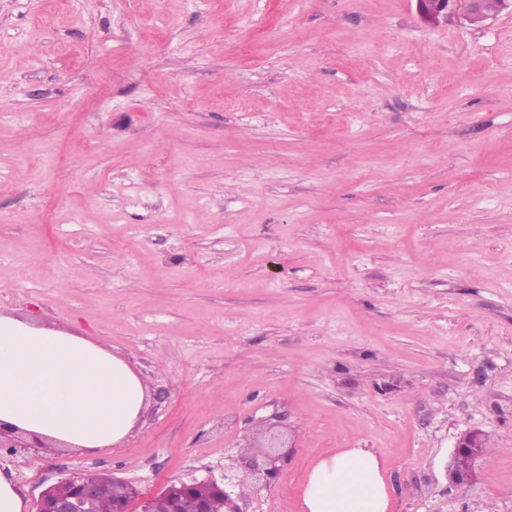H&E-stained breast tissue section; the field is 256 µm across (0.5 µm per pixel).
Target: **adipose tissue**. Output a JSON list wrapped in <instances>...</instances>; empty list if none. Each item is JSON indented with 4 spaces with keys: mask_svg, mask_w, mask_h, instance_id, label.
I'll return each mask as SVG.
<instances>
[{
    "mask_svg": "<svg viewBox=\"0 0 512 512\" xmlns=\"http://www.w3.org/2000/svg\"><path fill=\"white\" fill-rule=\"evenodd\" d=\"M143 377L83 336L0 315V423L89 452L119 444L137 426ZM385 462L367 448L315 459L300 512H389Z\"/></svg>",
    "mask_w": 512,
    "mask_h": 512,
    "instance_id": "ef3b65f1",
    "label": "adipose tissue"
}]
</instances>
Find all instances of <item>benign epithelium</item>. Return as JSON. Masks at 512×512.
<instances>
[{"label":"benign epithelium","instance_id":"1","mask_svg":"<svg viewBox=\"0 0 512 512\" xmlns=\"http://www.w3.org/2000/svg\"><path fill=\"white\" fill-rule=\"evenodd\" d=\"M417 11L428 25L437 26L448 21V17L459 14L470 25H482L502 13L512 14V0H499L493 8L485 7L484 0H416ZM36 441L27 442L19 433L0 427V448L11 453L19 448H41ZM271 450L263 454L241 455L230 459L224 466L222 481L213 484L224 492V512H244L239 504L241 497L236 492L240 475L252 477L255 482L267 485L280 470L282 455L275 452L279 444L269 443ZM127 497L109 506L107 512H131V505L141 494L133 483H126ZM99 489L96 476L86 474L67 477L44 489L37 501L36 512H102L98 509Z\"/></svg>","mask_w":512,"mask_h":512}]
</instances>
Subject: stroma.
Here are the masks:
<instances>
[{"instance_id": "obj_1", "label": "stroma", "mask_w": 512, "mask_h": 512, "mask_svg": "<svg viewBox=\"0 0 512 512\" xmlns=\"http://www.w3.org/2000/svg\"><path fill=\"white\" fill-rule=\"evenodd\" d=\"M0 314L148 382L121 445L19 449L24 512L221 475L271 417L293 445L244 512H298L339 448L384 458L391 512H512V15L0 0ZM479 431V447L474 448L475 446L467 445V438L469 434L475 433V430L469 431V433L464 434L457 441L455 448H464L459 450L454 456L453 466H452V476L461 475V474H474V467L477 460L483 455L486 450L487 439L486 435L482 430ZM96 476L86 474L61 478L44 489L37 501V512H102L98 507ZM97 479L100 483L103 499L108 502H112L113 498L121 497L125 490V486L123 484L114 480L112 481V479L122 481L127 486V497L123 500L112 502L106 512H130L131 505L141 497L137 486L131 482L119 480L114 477L108 478L97 476Z\"/></svg>"}]
</instances>
